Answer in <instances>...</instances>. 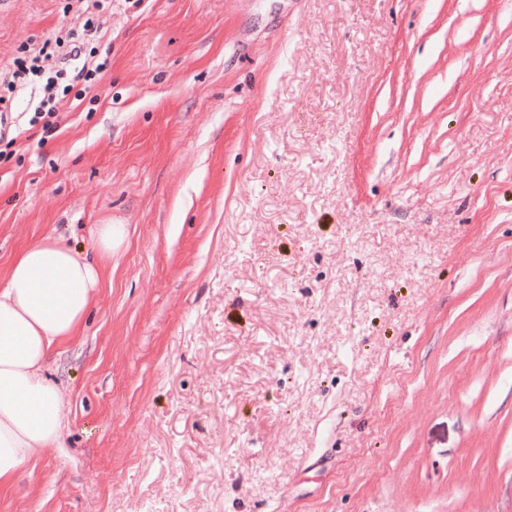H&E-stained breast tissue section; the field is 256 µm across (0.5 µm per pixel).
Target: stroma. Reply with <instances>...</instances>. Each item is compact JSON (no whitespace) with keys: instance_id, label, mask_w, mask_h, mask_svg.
Masks as SVG:
<instances>
[{"instance_id":"1","label":"stroma","mask_w":512,"mask_h":512,"mask_svg":"<svg viewBox=\"0 0 512 512\" xmlns=\"http://www.w3.org/2000/svg\"><path fill=\"white\" fill-rule=\"evenodd\" d=\"M89 0H7L23 42ZM20 128L0 271L120 224L0 512H512V0H112Z\"/></svg>"}]
</instances>
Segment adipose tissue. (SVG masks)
Listing matches in <instances>:
<instances>
[{"mask_svg":"<svg viewBox=\"0 0 512 512\" xmlns=\"http://www.w3.org/2000/svg\"><path fill=\"white\" fill-rule=\"evenodd\" d=\"M122 234L119 224L93 225L87 251L48 235L0 274V487L25 461L62 444L60 387L45 369L78 335Z\"/></svg>","mask_w":512,"mask_h":512,"instance_id":"obj_1","label":"adipose tissue"}]
</instances>
